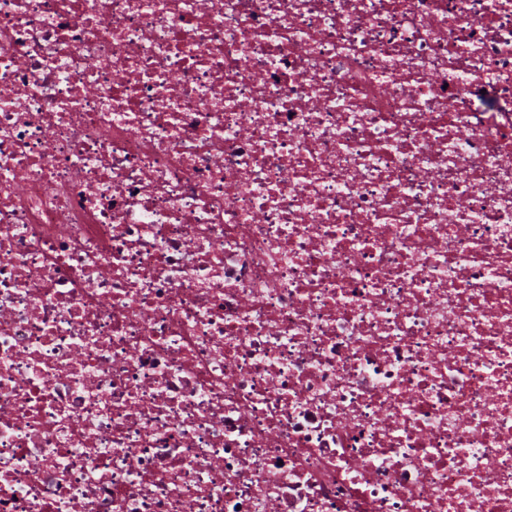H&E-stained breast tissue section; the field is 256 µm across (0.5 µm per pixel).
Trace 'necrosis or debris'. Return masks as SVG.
<instances>
[{
	"label": "necrosis or debris",
	"mask_w": 512,
	"mask_h": 512,
	"mask_svg": "<svg viewBox=\"0 0 512 512\" xmlns=\"http://www.w3.org/2000/svg\"><path fill=\"white\" fill-rule=\"evenodd\" d=\"M0 512H512V0H0Z\"/></svg>",
	"instance_id": "1"
}]
</instances>
